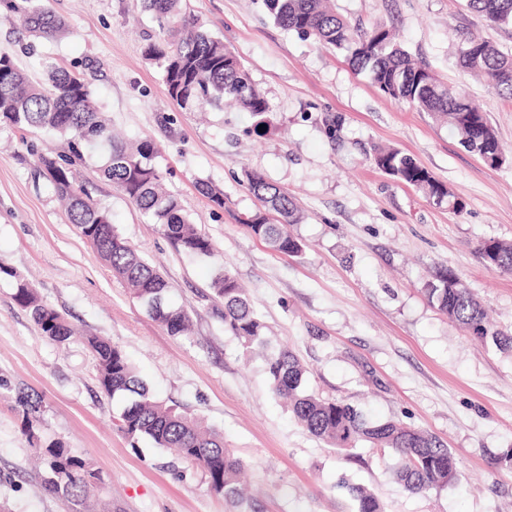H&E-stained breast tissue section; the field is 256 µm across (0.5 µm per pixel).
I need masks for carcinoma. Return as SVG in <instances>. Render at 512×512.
Returning <instances> with one entry per match:
<instances>
[{
  "label": "carcinoma",
  "instance_id": "cac0c4a2",
  "mask_svg": "<svg viewBox=\"0 0 512 512\" xmlns=\"http://www.w3.org/2000/svg\"><path fill=\"white\" fill-rule=\"evenodd\" d=\"M21 18L23 29L38 37L55 38L65 25L42 0H27ZM158 23V34L143 46L144 56L163 72L169 98L185 111L203 105L236 106L251 115V130L270 125L271 106L249 77L242 61L218 36L200 30L196 19L182 7V0H142ZM268 15L280 27L303 38L345 54L348 65L365 73L389 98L406 102L448 125L460 144L479 158L490 151L501 153L499 139L487 116L474 108L461 88L441 82L424 64L416 63L395 41L390 30H362L336 13L328 0H263ZM470 10L494 25L512 26V0H467ZM457 66L472 77L494 86L512 102V54H504L484 39L467 38L457 54ZM0 120L18 128H40L66 136L73 156L82 148H106L102 175L126 196L152 224L160 226L173 246L188 254H213L210 239L190 222L181 201L162 184L163 176L153 165L157 152L151 138L133 144L112 135L93 97L89 79L65 68L52 67L41 80L31 79L7 55H0ZM376 169L395 182L421 192L435 204L460 212L464 203L448 186L421 167L417 160L397 148H377L371 158ZM46 175L65 202L68 218L90 241L113 275L123 280L135 299L172 336L191 333V319L166 297L171 284L115 232L111 215L97 205L78 184L71 162L41 157ZM246 188L261 207L239 217L248 231L277 253L295 256L301 243L288 233L301 215L293 197L262 173L244 171ZM480 255L492 272L512 273V243L488 239ZM0 272L15 278L14 298L28 313L41 334L62 343L77 330L56 309L41 303L23 278L0 265ZM215 299L221 304L224 327L247 350L268 347L265 326L236 277L219 269L212 280ZM438 310L481 339L512 348V336L491 330L486 309L465 283L448 267L436 270L426 288ZM103 392L123 402L116 426L130 437L150 440L158 448L173 450L181 459L199 467L210 491L228 498L238 495L235 478L243 462L226 448L222 437L202 429L198 418L176 405L156 400L139 377L120 346L95 336L87 338ZM270 387L288 399L304 428L339 449L360 442L400 458L397 479L414 494L444 488L458 480L455 457L436 437L388 420L373 422L349 404L327 401L305 389L306 368L289 350L273 351L267 357ZM41 481L45 491L75 506L86 503L100 474L83 458L66 449L50 447L44 452ZM357 512H383L377 496L360 487L349 488Z\"/></svg>",
  "mask_w": 512,
  "mask_h": 512
}]
</instances>
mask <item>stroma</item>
Instances as JSON below:
<instances>
[{
	"instance_id": "stroma-1",
	"label": "stroma",
	"mask_w": 512,
	"mask_h": 512,
	"mask_svg": "<svg viewBox=\"0 0 512 512\" xmlns=\"http://www.w3.org/2000/svg\"><path fill=\"white\" fill-rule=\"evenodd\" d=\"M45 3L66 35H28L24 0H0V54L38 78L52 64L86 74L116 134L155 141L166 190L214 253L175 249L101 177L103 152L73 163L77 182L188 312L191 335H169L69 223L39 162L46 151L69 157L67 137L0 123V504L72 512L44 490L35 466L38 451L54 445L99 471L96 512H356L353 484L374 492L385 512H512V351L449 321L425 291L448 265L484 304L491 328L512 335V274L489 271L480 255L485 240L512 241V103L456 65L470 34L512 53V26L490 24L466 0H334L351 24L393 29L414 58L464 88L501 143L502 162L492 167L428 113L355 74L341 52L281 29L262 0H183L270 102L273 126L262 137L247 113L173 104L160 68L142 53L158 26L141 0ZM376 146L414 155L464 210L390 180L370 162ZM247 169L295 198L303 219L288 231L303 246L298 255L273 252L238 223L257 205L241 182ZM202 181L223 190V208L200 192ZM222 266L247 290L270 348L304 364L308 392L438 437L456 458L458 481L414 494L397 480L394 457L365 444L341 451L309 434L271 391L263 355L245 354L225 331L210 287ZM19 275L78 336L57 343L41 335L14 300ZM91 336L119 345L157 400L223 435L245 465L242 497L211 492L200 468L116 429L119 407L100 387ZM33 392L43 406L30 438L18 399Z\"/></svg>"
}]
</instances>
